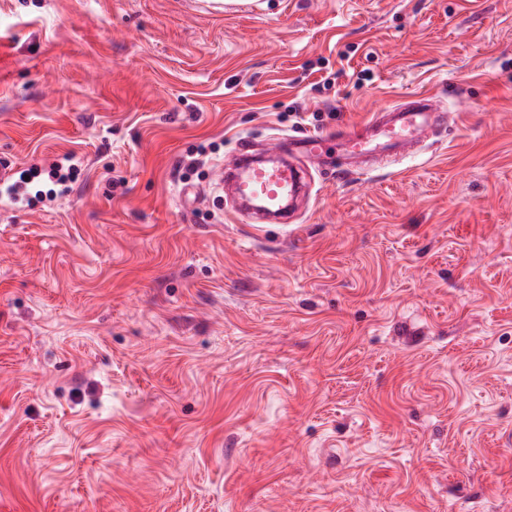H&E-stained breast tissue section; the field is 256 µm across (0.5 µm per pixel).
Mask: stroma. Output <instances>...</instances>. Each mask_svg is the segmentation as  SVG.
<instances>
[{
	"label": "stroma",
	"mask_w": 512,
	"mask_h": 512,
	"mask_svg": "<svg viewBox=\"0 0 512 512\" xmlns=\"http://www.w3.org/2000/svg\"><path fill=\"white\" fill-rule=\"evenodd\" d=\"M0 0V512H512V0ZM263 231L239 138L406 95ZM447 113L431 103L425 94L405 97L399 104L372 112L355 124L336 128L329 135L297 132L289 135V155L296 160H313L320 170L349 177L370 170L352 164L356 157H369L377 162L399 151L413 150L430 128L447 123ZM334 142V146L330 144Z\"/></svg>",
	"instance_id": "stroma-1"
}]
</instances>
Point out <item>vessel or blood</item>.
<instances>
[{"instance_id": "b4317fda", "label": "vessel or blood", "mask_w": 512, "mask_h": 512, "mask_svg": "<svg viewBox=\"0 0 512 512\" xmlns=\"http://www.w3.org/2000/svg\"><path fill=\"white\" fill-rule=\"evenodd\" d=\"M447 122L446 112L433 105L425 94L405 97L399 104L370 113L358 123L345 125L322 135L298 132L287 140L290 162L270 171L255 170L251 164L254 145L241 140L233 168V195L263 196L262 206L245 207L242 215L251 224H291L295 221V201L302 190L299 161L311 160L320 169L345 178L356 174L357 157L383 161L388 156L413 150L430 128Z\"/></svg>"}]
</instances>
